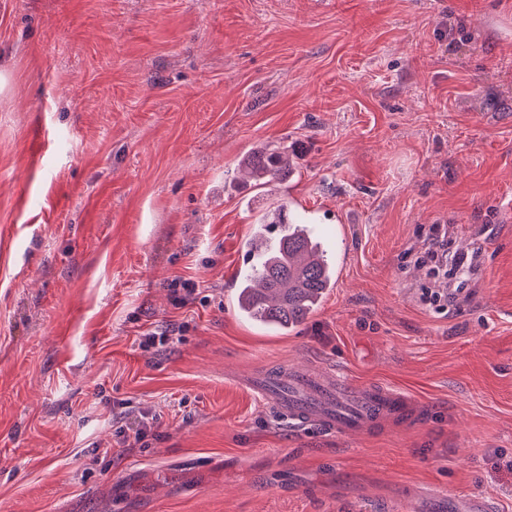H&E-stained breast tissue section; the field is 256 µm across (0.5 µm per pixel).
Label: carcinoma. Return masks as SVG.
<instances>
[{"instance_id": "obj_1", "label": "carcinoma", "mask_w": 512, "mask_h": 512, "mask_svg": "<svg viewBox=\"0 0 512 512\" xmlns=\"http://www.w3.org/2000/svg\"><path fill=\"white\" fill-rule=\"evenodd\" d=\"M241 167L254 185L278 182L291 171L288 150L253 149ZM263 250L237 283V307L246 318L286 331L305 321L335 284L334 270L312 239L305 220L281 203L266 212L245 242V251L259 240Z\"/></svg>"}]
</instances>
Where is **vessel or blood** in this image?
Here are the masks:
<instances>
[{
    "mask_svg": "<svg viewBox=\"0 0 512 512\" xmlns=\"http://www.w3.org/2000/svg\"><path fill=\"white\" fill-rule=\"evenodd\" d=\"M243 384L298 431L319 429L353 436L422 416L421 405L408 395L310 368L256 373L244 378Z\"/></svg>",
    "mask_w": 512,
    "mask_h": 512,
    "instance_id": "vessel-or-blood-1",
    "label": "vessel or blood"
}]
</instances>
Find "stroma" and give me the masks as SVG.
Instances as JSON below:
<instances>
[{"label": "stroma", "mask_w": 512, "mask_h": 512, "mask_svg": "<svg viewBox=\"0 0 512 512\" xmlns=\"http://www.w3.org/2000/svg\"><path fill=\"white\" fill-rule=\"evenodd\" d=\"M262 144L295 161L271 189L236 178ZM280 200L336 271L285 334L232 298ZM434 224L481 252L445 313L407 255ZM312 363L425 417L299 434L237 385ZM120 401L152 436L118 441ZM469 493L512 512V0H0V512Z\"/></svg>", "instance_id": "35a3bbf8"}]
</instances>
